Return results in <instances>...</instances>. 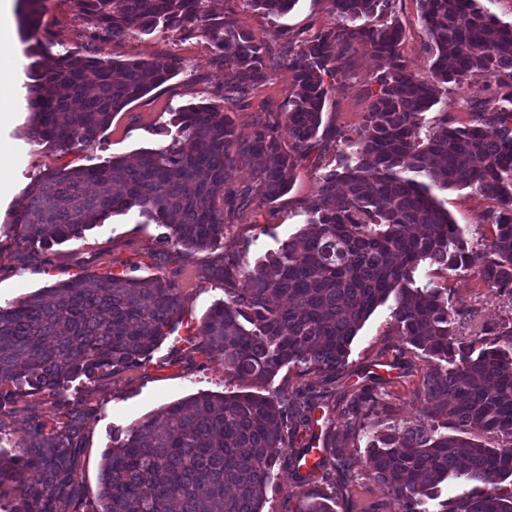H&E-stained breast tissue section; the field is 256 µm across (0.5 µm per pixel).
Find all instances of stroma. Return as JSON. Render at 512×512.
Here are the masks:
<instances>
[{
  "mask_svg": "<svg viewBox=\"0 0 512 512\" xmlns=\"http://www.w3.org/2000/svg\"><path fill=\"white\" fill-rule=\"evenodd\" d=\"M394 6L403 28L400 53L412 71L425 72L429 38L420 20L419 4L417 0H395ZM216 7L223 11L225 20L268 46L269 80L254 87L243 104L231 109L239 141H247L258 126L271 124L276 126L282 143L290 144L281 112L294 95L295 84L283 42L276 40L274 33L288 30V39L294 41L333 26L335 17L327 0H298L291 12L279 18L245 7L243 0H218ZM41 23L40 32L53 54L67 47L91 44L97 57L104 60L162 61L175 56L183 63L170 81L116 113L96 142L62 153L44 149L26 137L31 112L28 87L33 82L28 44L18 37L10 47L19 63L23 87L14 106L12 126L0 131V137L8 139L12 146L7 176L13 186L11 195L0 197V304H11L83 272H114L133 278L160 276L174 283L182 301L181 326L153 351L149 362L126 368L76 395L74 403L81 428L77 472L83 493L92 502L96 499L105 451L113 438L123 435L132 424L199 392L248 391L246 382L225 375L221 361L208 359L187 343V331L198 327L210 307L223 299L224 283L218 279V271L253 268L301 229L306 221L305 209L317 192L321 176L338 166L344 147L334 140L322 143L318 163L307 162L296 169L290 191L275 203L261 207L235 206L236 195L252 181L251 166L235 162L227 170L223 195L215 201L216 207L223 210L229 229L222 243L214 248L179 252L163 246L159 242L162 227L144 223L137 212L131 211L99 222L82 239L54 246L48 256L20 264L17 255L22 246L8 220L32 178L157 147L165 140L172 111L190 103L214 101L224 87V71L214 64L212 50L203 37L146 36L132 31L121 38L93 42L68 0H45ZM375 69L374 61L362 47L351 50L346 65L328 80L329 95L322 114L325 127L356 134L371 102L369 93L376 86ZM476 90V84L471 83L441 94L438 104L425 114L427 126H434L436 119L443 116L454 126L472 124L476 114L464 101ZM437 197L463 229L469 244L491 236L488 217L499 208L496 200L471 188L441 190ZM420 276L447 289L448 301L459 313L461 335L473 334L485 323L512 317V303L492 292L475 271L440 270L427 265L422 267ZM428 371L426 361L404 354L402 338L386 304L379 306L358 331L348 366L336 380L327 381L313 373L304 375L294 367L283 368L272 387L289 403L313 396L326 411L337 414L349 393L373 376L379 380L377 389L385 395L391 413L367 414L351 430L342 424L337 426L336 436L347 445L351 469L334 473L332 481L304 485L298 483L291 466H276L263 512H297L306 497L316 494L335 495L336 512H364L377 502L383 504L384 512H395L396 502L367 475L366 446L386 420L399 422L421 415L419 391ZM17 408V415L0 424L13 447L25 440L28 419H47L56 413L57 399L39 393L21 398Z\"/></svg>",
  "mask_w": 512,
  "mask_h": 512,
  "instance_id": "1",
  "label": "stroma"
}]
</instances>
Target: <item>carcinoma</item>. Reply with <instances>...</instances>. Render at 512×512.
<instances>
[{"instance_id":"cac0c4a2","label":"carcinoma","mask_w":512,"mask_h":512,"mask_svg":"<svg viewBox=\"0 0 512 512\" xmlns=\"http://www.w3.org/2000/svg\"><path fill=\"white\" fill-rule=\"evenodd\" d=\"M272 17L297 0H244ZM334 27L288 42L296 93L283 112L293 145L261 126L241 144L221 105L192 104L173 112L170 139L132 162L38 175L26 187L11 229L23 263L53 246L83 238L111 214L139 210L165 229L161 243L196 250L224 238L226 168L237 154L254 168L238 206L282 197L293 171L323 139L340 138L351 153L320 177L307 224L242 273L226 299L197 329V349L224 363V374L262 389L292 364L334 379L345 370L351 344L374 310L391 303L403 346L430 365L420 398L422 417L388 423L367 445L369 477L399 512H428L426 500L453 479L482 482L442 512H512V318L482 325L464 337L457 311L440 288L422 282L420 265L474 270L498 296L512 300V24L485 13L478 0H418L429 38L426 73L411 71L399 53L403 30L378 25L393 0H328ZM92 40L194 33L205 38L224 68L222 101L240 102L266 78V44L213 11L211 0H69ZM43 0H23L21 24L35 84L30 89V140L59 152L96 141L114 114L171 80L181 61L103 60L90 49L48 54L40 38ZM469 21L460 23V17ZM379 64L378 91L356 137L321 130L328 96L324 76L346 63L353 45ZM481 77L497 106L466 100L472 125L432 128L424 113L440 89ZM78 99L81 108L68 111ZM90 184L109 188L105 195ZM472 188L496 199L493 235L467 245L432 189ZM0 306V419L20 398L49 392L58 416L27 421V439L8 461L0 456V485L16 491L10 512H82L76 473L79 416L67 392L146 362L182 314L175 285L162 277L82 273L48 290ZM318 404L295 411L275 392L198 393L144 417L103 458L99 506L93 512H263L276 464L290 462L297 479H322L345 462L336 420L327 416L323 448L293 453L300 430L311 428ZM387 412L375 386L356 389L340 417L351 427L363 413ZM453 433L448 434L446 430ZM496 438L487 446L476 433ZM308 472L300 473L302 467ZM36 479L31 480L28 474Z\"/></svg>"}]
</instances>
